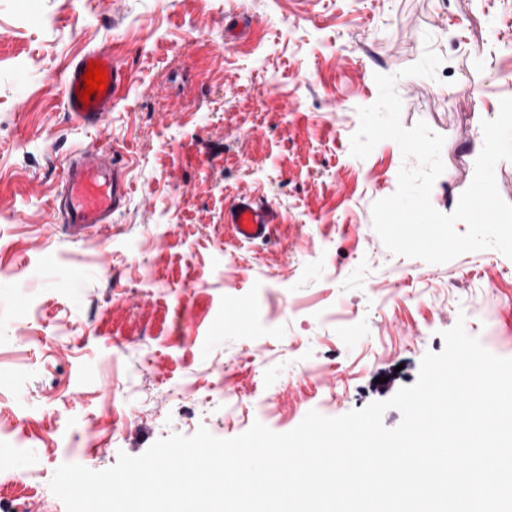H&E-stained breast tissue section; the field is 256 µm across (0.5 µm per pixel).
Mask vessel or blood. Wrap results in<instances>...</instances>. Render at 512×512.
I'll use <instances>...</instances> for the list:
<instances>
[{
  "label": "vessel or blood",
  "mask_w": 512,
  "mask_h": 512,
  "mask_svg": "<svg viewBox=\"0 0 512 512\" xmlns=\"http://www.w3.org/2000/svg\"><path fill=\"white\" fill-rule=\"evenodd\" d=\"M102 64L107 86L102 96L83 105L78 94L84 86L83 75L90 63ZM125 80L112 53L96 49L84 53L70 65L65 76L64 107L71 121L80 126H98L105 122ZM129 195V185L110 150L84 148L73 152L66 161V177L53 200L54 209L69 235L82 239L99 233L111 223L113 214L122 208ZM279 219L269 203L249 193L239 195L224 212L239 240L253 242L268 238Z\"/></svg>",
  "instance_id": "vessel-or-blood-1"
}]
</instances>
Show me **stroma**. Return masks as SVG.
<instances>
[{
  "label": "stroma",
  "instance_id": "35a3bbf8",
  "mask_svg": "<svg viewBox=\"0 0 512 512\" xmlns=\"http://www.w3.org/2000/svg\"><path fill=\"white\" fill-rule=\"evenodd\" d=\"M99 48L126 82L78 128L64 70ZM428 49L435 77L402 76ZM378 73L403 127L443 136L431 203L452 213L512 97V0H0V512H66L65 463L388 400L459 322L512 357V259L430 264L372 227L403 164L391 140L350 153ZM89 146L130 194L77 240L52 200ZM249 190L281 215L264 241L224 222Z\"/></svg>",
  "mask_w": 512,
  "mask_h": 512
}]
</instances>
